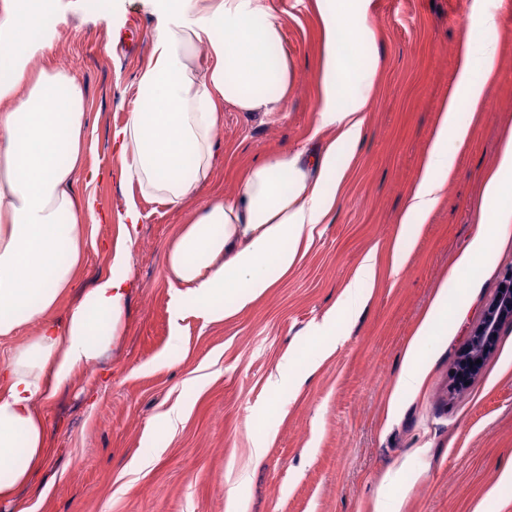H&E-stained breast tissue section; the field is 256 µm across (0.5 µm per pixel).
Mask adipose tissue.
<instances>
[{
    "mask_svg": "<svg viewBox=\"0 0 512 512\" xmlns=\"http://www.w3.org/2000/svg\"><path fill=\"white\" fill-rule=\"evenodd\" d=\"M489 0H472L469 33L458 52L454 88L442 102L420 173L398 216L393 265L403 237L426 223L457 166L471 119L484 111L497 83V26ZM173 23L160 25L137 83V108L114 133L133 185L119 213V237L108 269L70 306H63L80 267L96 215L91 198L72 191L86 169V98L66 70L30 68L53 47L38 36L43 15L21 0H0V339L11 348L0 364V500L14 501L46 458L42 404L51 402L124 330L128 247L143 215L140 199L168 207L196 202L212 176L215 136L225 105L241 112L279 111L294 88V69L278 47L279 21L266 0H161ZM321 29L316 130L320 154L276 152L246 166L228 200L196 203L192 220L166 249L173 332L187 314L220 323L250 307L287 276L327 223L357 156L379 96L382 72L374 0H312ZM207 41L204 63L192 56ZM479 231L459 267L469 270L499 229L512 222V132L484 180ZM377 279L375 252L336 302L355 315Z\"/></svg>",
    "mask_w": 512,
    "mask_h": 512,
    "instance_id": "obj_1",
    "label": "adipose tissue"
}]
</instances>
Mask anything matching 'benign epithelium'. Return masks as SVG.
Segmentation results:
<instances>
[{
    "label": "benign epithelium",
    "instance_id": "benign-epithelium-1",
    "mask_svg": "<svg viewBox=\"0 0 512 512\" xmlns=\"http://www.w3.org/2000/svg\"><path fill=\"white\" fill-rule=\"evenodd\" d=\"M502 286L501 296L494 297L487 304L481 319L470 331L461 360L469 376L481 368L477 361L485 360L492 353L502 327L512 323V272L505 276Z\"/></svg>",
    "mask_w": 512,
    "mask_h": 512
}]
</instances>
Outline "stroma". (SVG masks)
<instances>
[{
    "label": "stroma",
    "mask_w": 512,
    "mask_h": 512,
    "mask_svg": "<svg viewBox=\"0 0 512 512\" xmlns=\"http://www.w3.org/2000/svg\"><path fill=\"white\" fill-rule=\"evenodd\" d=\"M471 0H375L372 23L383 58L380 94L364 142L327 224L275 288L224 322L188 316L172 338L176 293L165 253L192 206L145 201L129 257L125 332L105 361L89 366L43 407L48 458L19 493L34 512H373L378 493L401 512H512V324L464 389L452 372L467 330L512 270V223L478 262L458 275L477 233L486 173L502 137L512 131V0L492 33L499 75L491 105L477 115L458 151L457 172L427 224L392 266L398 212L417 178L440 103L457 67ZM282 25V51L296 88L279 112H241L225 105L216 133L211 180L198 202L231 198L245 166L282 150L310 149L316 121L319 24L311 0H268ZM53 62L86 92V165L108 171L95 183L78 178L76 195L96 214L117 212L129 190L112 142L134 107L141 71L164 16L157 0H58ZM117 224L100 223L69 291L77 297L106 271L104 242ZM377 249L378 279L355 315L336 300L363 255ZM465 298L446 333L415 347L414 333L440 289ZM331 319L330 335L307 330ZM328 356L308 363L320 348ZM424 381L397 388L408 352ZM294 381L271 393L267 381L284 355ZM180 407L183 423L165 432L159 413ZM269 433L262 459L257 435Z\"/></svg>",
    "instance_id": "obj_1"
}]
</instances>
